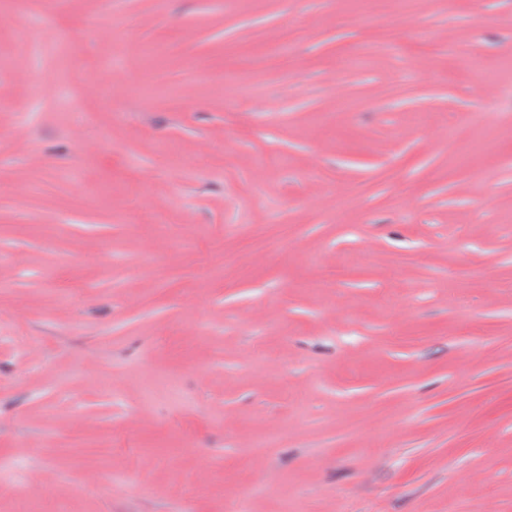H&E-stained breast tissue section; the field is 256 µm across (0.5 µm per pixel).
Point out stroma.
Segmentation results:
<instances>
[{
    "label": "stroma",
    "mask_w": 512,
    "mask_h": 512,
    "mask_svg": "<svg viewBox=\"0 0 512 512\" xmlns=\"http://www.w3.org/2000/svg\"><path fill=\"white\" fill-rule=\"evenodd\" d=\"M55 2L0 26V512H512V0ZM52 22V16L49 11H46L38 23H34L24 18L17 19L14 30L20 39L24 40L26 43H33L40 39L42 28L51 25Z\"/></svg>",
    "instance_id": "1"
}]
</instances>
